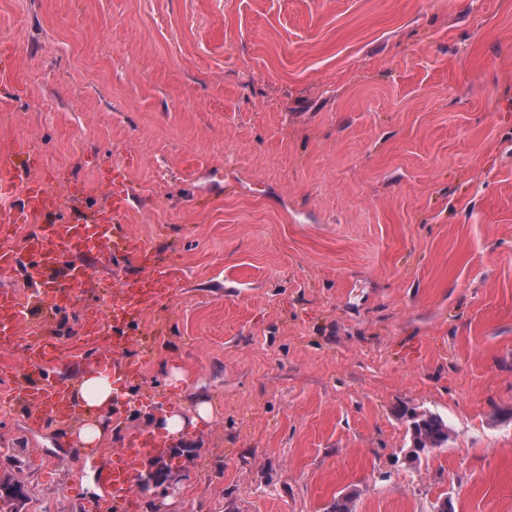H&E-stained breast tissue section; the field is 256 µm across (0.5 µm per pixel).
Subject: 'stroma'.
Wrapping results in <instances>:
<instances>
[{"label":"stroma","mask_w":512,"mask_h":512,"mask_svg":"<svg viewBox=\"0 0 512 512\" xmlns=\"http://www.w3.org/2000/svg\"><path fill=\"white\" fill-rule=\"evenodd\" d=\"M2 67L0 149L89 207L122 181L181 271L107 429L214 417L135 512H512V0H0ZM413 411L454 433L410 462ZM99 463L0 412L13 512H84ZM194 405V411L186 412V408L182 407L153 416L149 426L150 434L162 433L171 441L179 443L187 432L196 429L201 422H207L213 416L212 408L207 403Z\"/></svg>","instance_id":"35a3bbf8"}]
</instances>
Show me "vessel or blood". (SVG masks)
Returning <instances> with one entry per match:
<instances>
[{
    "label": "vessel or blood",
    "mask_w": 512,
    "mask_h": 512,
    "mask_svg": "<svg viewBox=\"0 0 512 512\" xmlns=\"http://www.w3.org/2000/svg\"><path fill=\"white\" fill-rule=\"evenodd\" d=\"M33 150L30 141L21 139L0 155V191L20 199L19 208L0 206V275L25 284L21 290H0V348H24L22 378L7 405L25 408L37 427L50 419L80 418L68 389L85 364L81 345L61 341L47 325L69 296L113 263L131 265L112 294L111 320L102 321L96 307L87 309L90 328L84 343L96 346L99 359L111 362L112 376L119 381L139 373L129 353L146 345L141 316L165 302L178 281L174 260L159 258L148 241L121 232V225L135 218L127 187L104 184L106 205L89 208L83 204V186L74 184L70 205H63L52 182L23 178L24 160ZM23 221L35 223V231L19 235ZM35 309L41 313L37 321L31 316ZM167 454L157 437L128 433L122 448L105 452L100 474L104 495L86 501L87 512H130L140 463Z\"/></svg>",
    "instance_id": "obj_1"
}]
</instances>
